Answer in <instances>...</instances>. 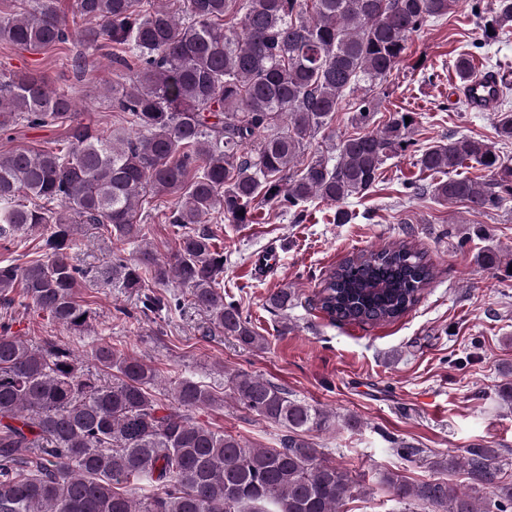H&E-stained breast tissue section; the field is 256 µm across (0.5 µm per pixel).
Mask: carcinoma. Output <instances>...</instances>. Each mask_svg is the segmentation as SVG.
<instances>
[{
	"instance_id": "1",
	"label": "carcinoma",
	"mask_w": 512,
	"mask_h": 512,
	"mask_svg": "<svg viewBox=\"0 0 512 512\" xmlns=\"http://www.w3.org/2000/svg\"><path fill=\"white\" fill-rule=\"evenodd\" d=\"M72 27L55 0H33L20 15H0V41L41 50L77 41L111 49L112 66L132 73L112 98L124 123L108 135L73 122L64 146L0 153V241L40 239V255L23 265L0 262V299L13 294L69 330L88 326L93 311L80 299L86 280L141 293V312L203 311L210 329L249 349L266 338L224 295L227 259L217 231L204 218L252 224L263 207L298 217L320 199L337 205L335 221L352 219L341 207L362 198L385 161L411 146L409 112H394L368 130L381 99L374 88L400 62L411 35L452 9L455 0H175L180 13L152 0H73ZM472 10L486 35L512 30V0ZM475 55L460 51L461 83L476 74ZM364 85L356 101L345 100ZM509 88L500 87L496 134L512 142ZM349 107L360 131L328 136L326 149L300 157L310 139ZM65 90H51L29 72L0 76V128L72 122ZM473 163L487 172L472 180L453 174ZM420 172L443 175L424 188L439 203L464 202L493 211L512 201V158L496 143L450 137L418 149ZM418 195L423 188L406 185ZM170 197L165 223L176 246L162 260L125 245L145 236L138 204ZM244 215H238L239 211ZM90 227L112 243L107 265L72 263L73 236ZM483 267L512 265L489 246ZM433 280L425 254L407 240L353 255L326 270L315 308L334 321L378 325L409 313ZM175 282L184 293H157ZM290 288L268 294L267 308L287 315ZM94 369L51 342L34 345L0 330V512H340L356 490L350 473L326 460L308 433L336 428V414L292 397L260 374L227 377L241 408L279 425L276 448L257 447L195 421L215 398L191 379L174 382L175 404L156 394L157 370L103 344ZM499 448L432 462L440 472L465 471L471 492L432 476L411 481L388 472L381 483L404 512H512V483L495 462Z\"/></svg>"
}]
</instances>
